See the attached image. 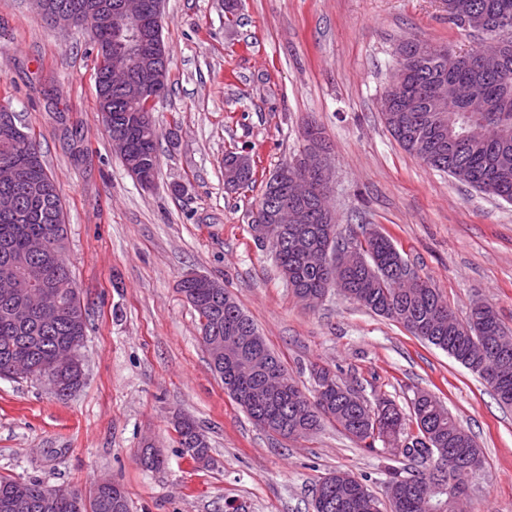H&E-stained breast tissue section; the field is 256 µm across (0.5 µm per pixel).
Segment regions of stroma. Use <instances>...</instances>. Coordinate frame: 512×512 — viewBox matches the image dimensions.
I'll return each instance as SVG.
<instances>
[{
  "label": "stroma",
  "mask_w": 512,
  "mask_h": 512,
  "mask_svg": "<svg viewBox=\"0 0 512 512\" xmlns=\"http://www.w3.org/2000/svg\"><path fill=\"white\" fill-rule=\"evenodd\" d=\"M162 38L160 165L145 188L97 119L95 42L49 25L34 0H0V107L29 128L59 187L65 259L88 313L85 382L67 400L0 378V474L86 491L106 477L130 512H313V488L336 471L384 495V446L367 450L328 421L275 438L225 393L177 291L194 271L223 282L305 393L320 365L404 412L416 392L436 396L480 446L466 512H512V408L446 352L336 291L307 306L250 231L266 178L318 124L342 235H390L458 318L480 303L512 328V203L430 169L380 112L400 41L466 52L482 36L451 22L443 0H235L231 12L224 0H163ZM229 150L252 157V186L225 190ZM178 413L205 433L208 464L181 454ZM149 441L161 468L139 461Z\"/></svg>",
  "instance_id": "obj_1"
}]
</instances>
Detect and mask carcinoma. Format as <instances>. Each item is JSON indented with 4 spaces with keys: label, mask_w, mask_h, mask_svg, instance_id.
<instances>
[{
    "label": "carcinoma",
    "mask_w": 512,
    "mask_h": 512,
    "mask_svg": "<svg viewBox=\"0 0 512 512\" xmlns=\"http://www.w3.org/2000/svg\"><path fill=\"white\" fill-rule=\"evenodd\" d=\"M448 15L459 27L464 26L461 15L475 10L497 11L501 14V28L512 42V0H445ZM448 50L434 48L424 61L412 69L409 82L427 90L433 79L448 70ZM103 72L95 70L98 111H103V100L110 97L111 107L127 110L130 105L117 90H107ZM488 92L497 93L508 88L509 98L497 112L471 111L470 116L484 119L494 134L480 143L464 146L455 153H446L441 163L432 169L448 172L450 167H459L465 174L464 185L484 192L482 184L494 183L497 190L492 196L512 203V171L504 176L491 167V158L499 140L512 139V57L505 64L502 73L487 79ZM384 123L394 140L408 153L417 156L422 146L434 142L437 133L433 127L420 120L416 113H409L400 125L388 117ZM29 136L19 124L10 127L0 124V164L8 162L15 171V181L0 183V192L10 191L19 199L22 215L15 218L0 213V273L13 261L33 265L37 257L27 252L28 241L35 236L52 237L53 228L65 227V216L60 191L56 189L45 163L40 170L33 171L27 156L13 151V143L20 137ZM236 153L224 154V180L231 190L245 188L254 181V169L241 167L233 170ZM309 220L305 224H291L288 239L302 240L306 248L298 249L288 245L273 254L274 262L286 286L292 287L293 294L314 307L322 302L330 288L359 303L374 314L402 325L412 335L448 353L464 365L475 354V347L485 349L487 368L495 378L486 381L499 402L512 407V364L500 367L494 351L503 344L512 346V336L504 326L498 313L490 306L485 309L487 323L479 327L473 323V316L466 321L458 320L432 282L422 276L415 265L406 259L394 241L380 232H371L362 240L346 239L336 231L328 239L320 235L323 226V212L330 210L327 196L304 203ZM362 249V260L357 265L344 267L339 273L336 285L329 284L330 271L326 265H311L308 255L312 251L326 254L330 262L340 261V254L347 243ZM196 297L205 303L212 302L219 307V326L222 336H231L244 323L258 331L253 320L242 310L229 294L219 299L210 295V290L198 285L193 288ZM70 309L81 320L79 331H74L64 319L52 326L43 327L33 322L20 323L11 313L10 302L0 297V374L9 369L12 362L24 360L29 369L40 372L47 364L53 351L62 344H69L75 336L87 332L85 305L74 287L69 288ZM248 361L260 372L284 370L281 361L271 350L264 336L257 335V347ZM212 370L224 382V391L247 413L250 419L256 414L245 406L247 393L256 384L255 379L235 367L210 360ZM312 377L330 379L332 388L321 392L320 383L311 397L306 396L296 384L280 391L266 405L267 415L288 428H299L302 435L313 433L324 418L338 425L348 436L364 443L370 451L376 449V442L391 447L392 455L408 458L419 464L410 472L399 466L387 467L388 481L385 486L386 501H381L363 479L345 472H334L321 479L319 484L333 485L329 495L334 506L314 512H430L428 504L438 505V512H460L459 501L449 493H436L434 487L441 481L456 480L467 486L471 477L450 465L448 461L435 457L429 465L423 455L425 448L469 449L480 453L473 436L459 425L435 396L428 392L415 394L410 415L405 417L387 399H379L375 405L365 400L353 404L341 395L344 384L336 375L324 367L312 369ZM416 425L417 432L406 438V422ZM177 443L183 454L193 460L209 457V444L195 448L190 445L198 425L187 417L174 422ZM23 490L32 498L31 512H130L127 494L117 484L97 492L84 494L78 488H56L39 479H20L11 475H0V512H8L6 505L15 492Z\"/></svg>",
    "instance_id": "carcinoma-1"
}]
</instances>
